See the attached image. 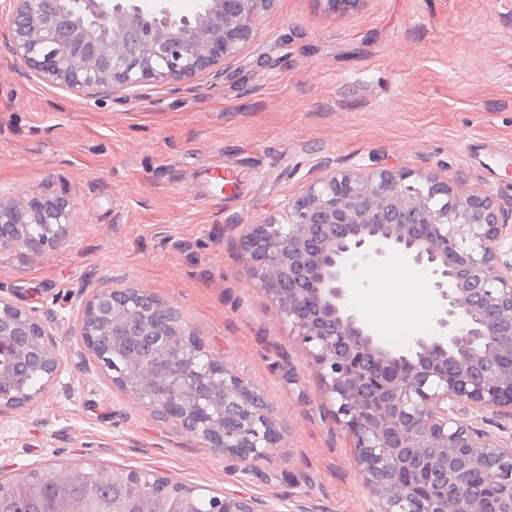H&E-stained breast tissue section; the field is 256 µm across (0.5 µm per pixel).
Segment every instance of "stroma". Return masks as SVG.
<instances>
[{"instance_id": "stroma-1", "label": "stroma", "mask_w": 512, "mask_h": 512, "mask_svg": "<svg viewBox=\"0 0 512 512\" xmlns=\"http://www.w3.org/2000/svg\"><path fill=\"white\" fill-rule=\"evenodd\" d=\"M512 0H277L224 80L81 98L0 51V192L63 195L74 231L0 250V294L44 321L65 360L0 414V475L82 462L146 470L206 495L370 512L347 432L306 350L248 276L243 224L279 218L329 168L436 171L491 191L512 221ZM232 173L230 187L215 177ZM135 286L176 305L288 435L246 472L113 386L75 334L82 301Z\"/></svg>"}]
</instances>
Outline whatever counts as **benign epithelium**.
Segmentation results:
<instances>
[{"label": "benign epithelium", "mask_w": 512, "mask_h": 512, "mask_svg": "<svg viewBox=\"0 0 512 512\" xmlns=\"http://www.w3.org/2000/svg\"><path fill=\"white\" fill-rule=\"evenodd\" d=\"M276 0H202L177 16L166 0L144 10L135 0H9L4 49L44 82L75 95L106 93L129 103L146 83L217 80L253 41ZM74 203L65 196L17 201L0 193V249L40 253L70 236ZM283 221L242 225L246 271L307 348L321 396L352 438L373 512H512V438L476 423L512 422V369L498 368L500 340L512 335V226L489 192H471L436 173L375 168L335 171L283 205ZM399 255L421 267L439 302L431 332L398 352L359 319L350 290L373 265ZM47 326L0 295V411L22 410L60 375L63 357ZM80 342L110 377L164 420L192 432L244 471L283 447L262 395L224 369L178 308L138 287L104 286L80 314ZM36 356L46 380L30 390L21 364ZM118 357L114 373L103 360ZM489 476L476 485L470 473ZM97 467L51 473L60 512H195L193 489L175 500L172 481L150 471L114 470L115 484L141 493L101 508L66 491L90 483ZM212 512H282L244 495L222 497Z\"/></svg>", "instance_id": "obj_1"}]
</instances>
